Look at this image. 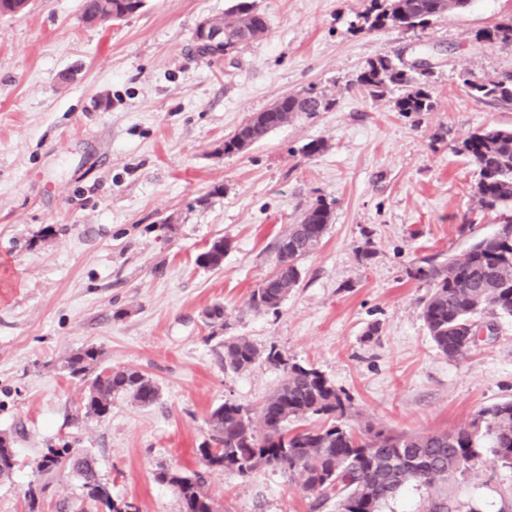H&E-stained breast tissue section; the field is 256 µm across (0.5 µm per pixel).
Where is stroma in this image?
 Instances as JSON below:
<instances>
[{"instance_id": "1", "label": "stroma", "mask_w": 512, "mask_h": 512, "mask_svg": "<svg viewBox=\"0 0 512 512\" xmlns=\"http://www.w3.org/2000/svg\"><path fill=\"white\" fill-rule=\"evenodd\" d=\"M255 2L265 34L212 61L190 55L193 32L234 0H145L102 25L83 21L82 0L0 15V435L17 462L0 482V512H29L41 456L64 438L94 458L113 497L182 512L157 473L199 469L211 409H256L283 378L262 360L225 371L231 337L319 369L346 393L355 427L448 432L512 399V317L448 358L412 276L495 230L457 147L478 128L511 129L512 106L475 99L459 75L512 71V48L475 38L512 16V0H471L416 34L355 30L370 0ZM380 56L430 62L432 111L405 115L394 92L375 100L356 87ZM311 84L335 95L333 110L220 152L253 113ZM314 140L324 150L303 154ZM319 195L334 203L319 248L277 313L254 311L277 238ZM218 238L229 244L221 267L199 265ZM217 304L220 322L207 316ZM88 346L100 367L150 377L157 401L118 394L107 416H85L63 364ZM207 489L218 512H313L299 480L271 469L247 481L215 473ZM448 493L500 512L512 469L484 454ZM40 512L96 510L63 468Z\"/></svg>"}]
</instances>
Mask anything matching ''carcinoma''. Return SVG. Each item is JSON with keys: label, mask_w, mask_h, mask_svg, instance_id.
<instances>
[{"label": "carcinoma", "mask_w": 512, "mask_h": 512, "mask_svg": "<svg viewBox=\"0 0 512 512\" xmlns=\"http://www.w3.org/2000/svg\"><path fill=\"white\" fill-rule=\"evenodd\" d=\"M361 15L360 29L425 30L432 20L465 8L470 0H372ZM144 0H84L87 23L121 21L138 12ZM224 30V47L214 49L199 32H193L195 55L209 60L230 56L263 35L266 22L255 0H236L225 17L211 19ZM478 41L512 46V18L475 34ZM430 72L403 61L381 56L368 62L355 85L377 99L387 90L400 91L396 111L409 114L433 109L427 89ZM462 85L478 100L512 105V71L482 82L470 73L460 74ZM336 100L310 86L281 97L270 108L253 114L224 140L226 155L243 151L270 131L294 117L327 112ZM458 152L469 158L478 175L475 197L484 213L499 217L496 230L475 240L461 258L419 267L413 276L428 286L422 319L437 349L450 359L467 356L477 341L473 336L501 316L512 317V130L487 126L462 142ZM334 202L319 196L302 212L299 221L276 243L273 272L256 288L251 308L277 312L299 282V263L321 243L331 220ZM228 244L211 243L199 263L217 267ZM224 370L240 372L263 358L283 371L279 387L255 410L226 401L209 413L208 441L198 448L203 470L163 468L156 479L170 486L183 512H216L207 490L205 474L229 471L249 480L262 468L303 478L302 489L313 506L331 503L335 512H384L405 489L425 490L418 512H478L469 504L451 500L448 485L466 479L483 451L488 450L503 467L512 469V400L479 409L459 428L444 433L414 434L357 430L347 423L348 398L317 368L292 362L275 348L261 353L254 344L232 338L223 343ZM100 352L89 347L71 355L64 365L69 377L84 387L85 415L102 418L112 408V397L123 393L142 405L156 401L155 383L138 371H95ZM319 416L324 424L312 429L290 430L291 419ZM48 467L38 466L40 476L70 467L81 479L85 496L102 512H121L109 486L98 475L94 459L71 442L53 449ZM15 455L10 438L0 436V479L11 477Z\"/></svg>", "instance_id": "carcinoma-1"}]
</instances>
